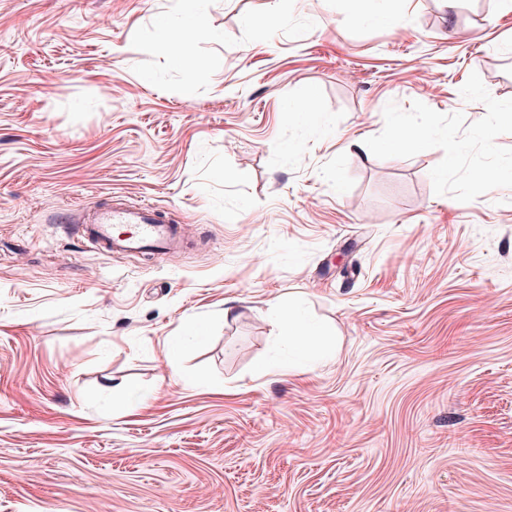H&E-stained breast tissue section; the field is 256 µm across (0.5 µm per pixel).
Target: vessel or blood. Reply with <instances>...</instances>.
<instances>
[{
    "instance_id": "1",
    "label": "vessel or blood",
    "mask_w": 512,
    "mask_h": 512,
    "mask_svg": "<svg viewBox=\"0 0 512 512\" xmlns=\"http://www.w3.org/2000/svg\"><path fill=\"white\" fill-rule=\"evenodd\" d=\"M75 224L91 248L105 256L135 253L167 255L184 243L183 229L167 212L150 203L129 206L120 196L92 213L75 217Z\"/></svg>"
}]
</instances>
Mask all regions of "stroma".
Listing matches in <instances>:
<instances>
[{"label": "stroma", "mask_w": 512, "mask_h": 512, "mask_svg": "<svg viewBox=\"0 0 512 512\" xmlns=\"http://www.w3.org/2000/svg\"><path fill=\"white\" fill-rule=\"evenodd\" d=\"M182 8L0 0V512H512V0ZM115 193L187 248L61 224ZM288 302L334 355L259 375ZM204 1L188 0L186 2L185 16L176 30L169 31L165 26H159L160 35L174 62L182 60L187 55L191 44L197 38L207 34L202 10V2Z\"/></svg>", "instance_id": "1"}]
</instances>
